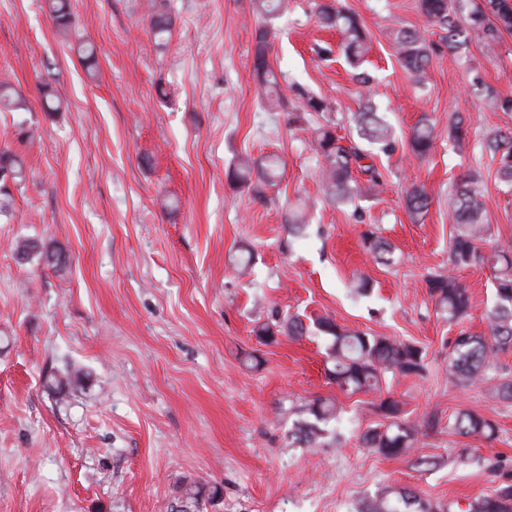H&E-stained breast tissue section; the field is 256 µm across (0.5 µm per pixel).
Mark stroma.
Instances as JSON below:
<instances>
[{"instance_id": "obj_1", "label": "stroma", "mask_w": 512, "mask_h": 512, "mask_svg": "<svg viewBox=\"0 0 512 512\" xmlns=\"http://www.w3.org/2000/svg\"><path fill=\"white\" fill-rule=\"evenodd\" d=\"M70 3L75 33L65 39L43 0H0V74L28 106L0 116V148L25 168L0 216V512H167L190 480L218 487L207 512H352L401 488L444 505L494 488L495 458L512 460V403L448 373L449 338L487 330L493 276L457 271L471 296L459 327L438 314L426 277L448 264V194L470 171L487 188V246L512 248V188L484 148L489 133L512 130V111L473 88L480 80L512 99V33L489 45L467 28L452 53L418 0H340L368 34L363 85L311 0H291L270 55L286 107L271 112L256 94L251 0H168L175 27L163 45L147 0ZM395 27L426 33L423 84L395 57ZM83 41L93 60L78 52ZM44 81L57 111L42 106ZM306 93L333 104L341 136L365 100L385 113L397 139L376 159L378 196L352 206L323 197L322 158L301 119ZM456 112L469 129L460 146L448 139ZM423 117L437 139L421 160L407 142ZM246 154L285 160L278 189L229 184L227 166ZM413 182L431 200L419 223L403 204ZM300 199L310 221L296 238L282 211ZM369 229L392 244L391 265L363 251ZM23 239L61 248L67 266L19 263ZM245 244L254 260L239 275L228 258ZM361 277L369 288L358 293ZM295 313L418 345L425 369L387 377L378 394L342 392L325 376V338L255 336V325ZM70 366L83 377L60 404L45 381ZM384 394L419 429L396 458L361 443L382 420ZM316 398L340 409L329 424L338 446L289 447L302 406ZM464 409L496 422L497 440L451 433L449 418ZM423 456L437 467H418Z\"/></svg>"}]
</instances>
